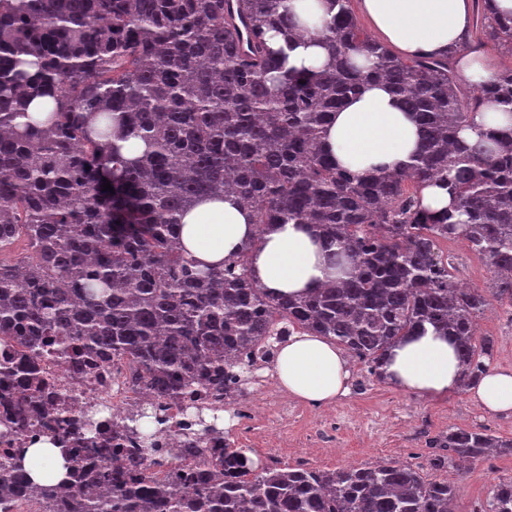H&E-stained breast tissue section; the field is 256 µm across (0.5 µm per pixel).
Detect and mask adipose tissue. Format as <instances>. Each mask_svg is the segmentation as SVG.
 <instances>
[{
  "label": "adipose tissue",
  "mask_w": 512,
  "mask_h": 512,
  "mask_svg": "<svg viewBox=\"0 0 512 512\" xmlns=\"http://www.w3.org/2000/svg\"><path fill=\"white\" fill-rule=\"evenodd\" d=\"M304 26L293 43L275 36L288 67L318 68L325 61L320 31L330 19L331 0H284ZM362 10L384 44L408 57L436 55L460 42L472 21L471 0H362ZM420 141L413 115L382 83L367 85L336 112L322 136V148L337 164L366 176L400 172L412 163ZM255 234L252 213L235 195L205 200L182 219L180 242L193 258L217 264L236 254ZM328 248L306 224H279L253 253L257 281L275 294L302 295L334 279ZM278 382L290 397L312 404L346 395L350 376L346 353L325 338L289 336L275 359ZM386 381L426 398L454 391L460 366L451 337L434 329L403 338L388 353ZM474 403L490 413L512 412V369L493 367L469 388Z\"/></svg>",
  "instance_id": "adipose-tissue-1"
}]
</instances>
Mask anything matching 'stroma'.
<instances>
[{"instance_id": "obj_1", "label": "stroma", "mask_w": 512, "mask_h": 512, "mask_svg": "<svg viewBox=\"0 0 512 512\" xmlns=\"http://www.w3.org/2000/svg\"><path fill=\"white\" fill-rule=\"evenodd\" d=\"M444 250L462 282L479 289L489 286L492 273L482 259L457 241L445 244ZM477 322L480 336L493 344L491 365L512 368V307L490 300ZM348 385L347 395L328 403L295 401V412L284 427L276 424L272 412H265L259 434L246 444L250 457L275 455L283 465L306 462L320 469L397 460L427 479L455 485L458 512H488L493 486L512 477V455L502 453L464 467L452 463L436 472L429 466L425 441L456 427H482L512 438V413L486 414L462 388L445 397H418L376 380L357 359L350 363Z\"/></svg>"}]
</instances>
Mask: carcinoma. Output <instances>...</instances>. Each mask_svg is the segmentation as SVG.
<instances>
[{"label":"carcinoma","instance_id":"1","mask_svg":"<svg viewBox=\"0 0 512 512\" xmlns=\"http://www.w3.org/2000/svg\"><path fill=\"white\" fill-rule=\"evenodd\" d=\"M322 31L327 62L285 69L268 42L298 35L281 0H0V342L25 361H0V424L19 435L48 419L39 361L64 356L84 370L106 352L137 365L159 393L193 395L232 376L242 385L259 351L284 332L322 336L381 378L389 349L429 325L455 339L467 388L487 370L492 342L477 340L486 306L451 272L439 245L460 242L493 273L490 294L512 305V128L487 146L459 137L496 102L512 112V68L486 85L463 80L457 56L401 57L364 34L349 0ZM475 32L512 53V16ZM366 58L365 64L356 55ZM382 81L413 114L420 150L401 173L360 179L320 149L345 102ZM46 98L43 119L25 105ZM136 137L134 157L121 143ZM110 181L114 192L102 190ZM429 185L450 190L451 210L422 204ZM235 194L255 236L218 266L177 246L185 211ZM308 224L328 246L335 281L305 295H275L255 281L250 255L272 224ZM30 252L13 255L16 242ZM142 407L127 430L150 447ZM98 448L59 442L65 469L38 484L27 449L0 464V502L28 496L41 512H456L454 486L407 463L320 470L269 467L224 444V458L174 489L146 478L145 454L123 434ZM429 465L512 454V440L450 429L428 441ZM489 512H512V478L493 488Z\"/></svg>","mask_w":512,"mask_h":512}]
</instances>
